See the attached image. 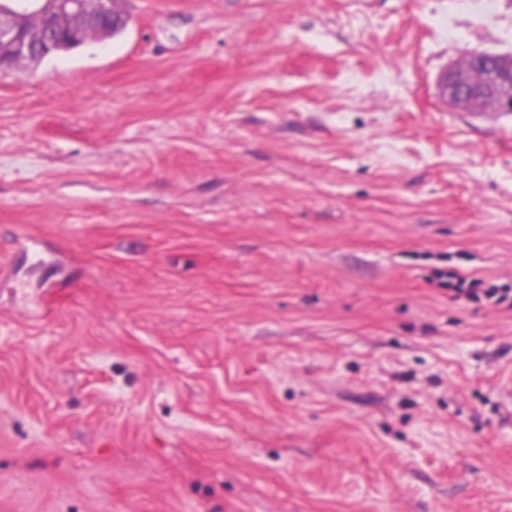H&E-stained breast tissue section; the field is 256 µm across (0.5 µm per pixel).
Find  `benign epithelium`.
Listing matches in <instances>:
<instances>
[{"instance_id":"benign-epithelium-1","label":"benign epithelium","mask_w":512,"mask_h":512,"mask_svg":"<svg viewBox=\"0 0 512 512\" xmlns=\"http://www.w3.org/2000/svg\"><path fill=\"white\" fill-rule=\"evenodd\" d=\"M116 0H0V73L19 62H35L67 43L62 35L103 34L112 23L116 34L126 17ZM482 55L472 53L447 70L441 84L455 104L470 110L512 112V58L495 57L489 86L475 90Z\"/></svg>"}]
</instances>
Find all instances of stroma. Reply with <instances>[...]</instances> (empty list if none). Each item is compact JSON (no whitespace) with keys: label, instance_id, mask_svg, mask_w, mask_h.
<instances>
[{"label":"stroma","instance_id":"35a3bbf8","mask_svg":"<svg viewBox=\"0 0 512 512\" xmlns=\"http://www.w3.org/2000/svg\"><path fill=\"white\" fill-rule=\"evenodd\" d=\"M118 6L0 74V512H512V0ZM481 59V54L472 53L446 70L441 79L445 95L455 104L470 110L512 112V58L495 56L496 64L490 69V88L477 91L474 86L479 83ZM501 86L506 89L502 90Z\"/></svg>","mask_w":512,"mask_h":512}]
</instances>
